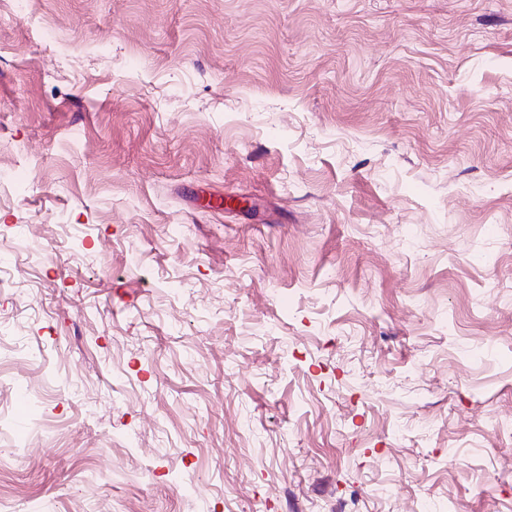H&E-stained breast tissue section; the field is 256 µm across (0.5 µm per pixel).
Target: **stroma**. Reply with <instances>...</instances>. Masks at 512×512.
Returning a JSON list of instances; mask_svg holds the SVG:
<instances>
[{
	"instance_id": "1",
	"label": "stroma",
	"mask_w": 512,
	"mask_h": 512,
	"mask_svg": "<svg viewBox=\"0 0 512 512\" xmlns=\"http://www.w3.org/2000/svg\"><path fill=\"white\" fill-rule=\"evenodd\" d=\"M510 420L512 0H0V512H512Z\"/></svg>"
}]
</instances>
